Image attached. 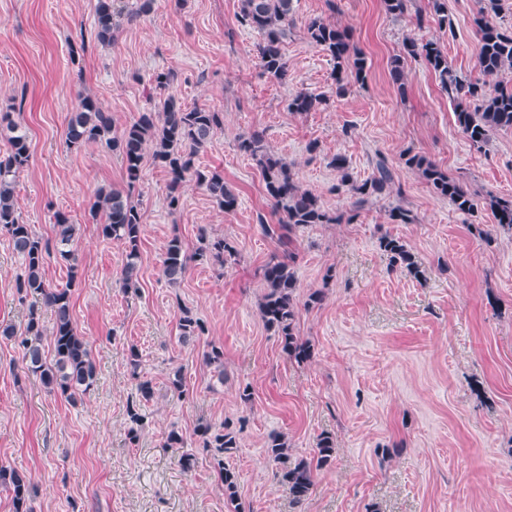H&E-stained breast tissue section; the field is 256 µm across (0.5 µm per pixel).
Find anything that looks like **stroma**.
Here are the masks:
<instances>
[{"instance_id":"stroma-1","label":"stroma","mask_w":512,"mask_h":512,"mask_svg":"<svg viewBox=\"0 0 512 512\" xmlns=\"http://www.w3.org/2000/svg\"><path fill=\"white\" fill-rule=\"evenodd\" d=\"M447 2L442 27L418 24L411 11L393 16L382 0H294L283 44L290 76L278 83L257 65L259 36L240 25V0H154L132 19L133 0H116L125 18L108 45L95 37L96 0H0V113H13L30 143L15 197L42 238L54 236V212L76 226L72 315L98 372L73 404L26 371L28 314L37 311L48 326L53 312L36 296L19 302L22 260L0 235V325L15 329L0 337V466L28 476L32 512H512V232L496 229L490 210H457L402 159L422 155L479 198L512 200V131L476 150L421 58L406 57L404 88L390 74L412 38L439 42L460 78H480L474 19L488 0ZM315 17L350 32L368 61L365 82L349 80L337 93L334 61L304 36ZM158 72L169 74L168 92L180 102L223 113L197 164L223 173L238 206L224 213L189 180L170 209L169 176L145 159L132 194L144 228L139 284L127 293L119 285L122 244L103 239L87 214L100 188H126L124 168L103 145L68 147L67 117L89 94L120 132L157 106L150 79ZM301 92L326 101L289 113ZM255 132L330 211L353 202L330 165L335 155L347 157L357 181L385 159L394 182L352 223L314 224L278 240L259 227L277 218L259 167L238 148ZM396 208L408 223L390 220ZM203 228L229 242L235 260L190 262L184 280L169 285L160 271L165 244L177 236L194 252ZM387 234L406 243L422 278L392 271L379 247ZM287 252L295 255L298 301L324 294L296 321L313 348L304 363L288 357L258 310L260 269ZM184 307L206 326L186 342L178 328ZM215 345L224 351L220 375L204 359ZM176 369L180 393L169 381ZM142 378L154 395L133 440L126 409ZM226 422L239 430L224 458L238 477L234 504L194 435L198 424ZM173 431L183 448L167 447ZM326 432L336 438L335 457L309 497L295 502L274 475L268 438L281 435L293 456L308 458ZM185 452L195 458L187 470L179 464Z\"/></svg>"}]
</instances>
